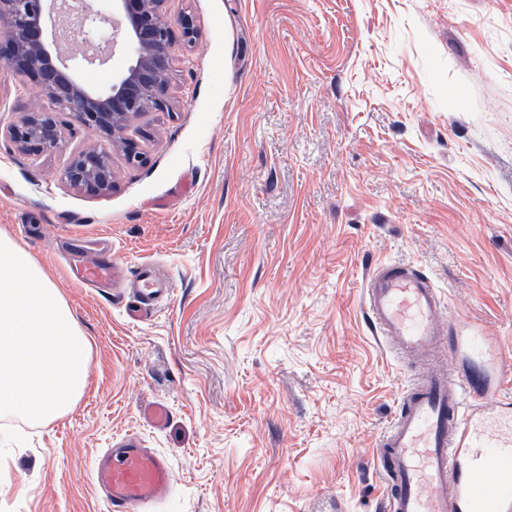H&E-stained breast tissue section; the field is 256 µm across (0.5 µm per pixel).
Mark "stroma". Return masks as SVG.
Segmentation results:
<instances>
[{
	"label": "stroma",
	"instance_id": "obj_1",
	"mask_svg": "<svg viewBox=\"0 0 512 512\" xmlns=\"http://www.w3.org/2000/svg\"><path fill=\"white\" fill-rule=\"evenodd\" d=\"M190 14L172 109L128 130L115 187L3 130L47 99L0 71V231L49 272L91 347L46 426L0 419V512H106L93 468L140 433L174 485L153 512H382L375 443L411 368L363 312L371 266L413 263L512 376V0H168ZM106 236L172 292L146 321L79 288L60 241ZM172 415L159 431L144 406Z\"/></svg>",
	"mask_w": 512,
	"mask_h": 512
}]
</instances>
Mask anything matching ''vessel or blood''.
I'll list each match as a JSON object with an SVG mask.
<instances>
[{
    "label": "vessel or blood",
    "mask_w": 512,
    "mask_h": 512,
    "mask_svg": "<svg viewBox=\"0 0 512 512\" xmlns=\"http://www.w3.org/2000/svg\"><path fill=\"white\" fill-rule=\"evenodd\" d=\"M62 258L81 266L84 287L125 298L133 321L151 317L171 291L148 263L129 269L109 257L66 252ZM362 301L376 335L426 366L375 446L386 512H512V395L503 376L485 378V367L503 363L491 353L490 337L469 327L448 335L438 288L407 263L375 266ZM459 359L474 365L470 376L439 366ZM93 479L108 512H151L174 476L162 453L120 436L98 457Z\"/></svg>",
    "instance_id": "b4317fda"
}]
</instances>
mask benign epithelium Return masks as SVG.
<instances>
[{"mask_svg": "<svg viewBox=\"0 0 512 512\" xmlns=\"http://www.w3.org/2000/svg\"><path fill=\"white\" fill-rule=\"evenodd\" d=\"M167 0H0V65L24 83L41 88L48 108L26 109L6 132L18 152L40 155L62 141L64 113L75 117L95 143L76 154L62 172L71 188L99 195L112 190V148L133 166L147 163L138 144L125 137L129 122L148 112L171 110L169 75L176 43L192 46L199 32L191 16L173 23ZM77 29L80 44L64 46L61 32ZM128 53L126 67L105 89L81 79L87 65L102 64L115 42Z\"/></svg>", "mask_w": 512, "mask_h": 512, "instance_id": "1", "label": "benign epithelium"}]
</instances>
